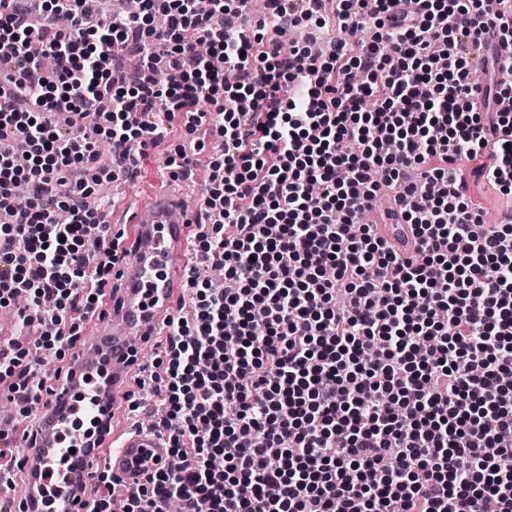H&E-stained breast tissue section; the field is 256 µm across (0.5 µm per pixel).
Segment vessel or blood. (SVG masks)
I'll list each match as a JSON object with an SVG mask.
<instances>
[{
    "instance_id": "1",
    "label": "vessel or blood",
    "mask_w": 512,
    "mask_h": 512,
    "mask_svg": "<svg viewBox=\"0 0 512 512\" xmlns=\"http://www.w3.org/2000/svg\"><path fill=\"white\" fill-rule=\"evenodd\" d=\"M194 221L191 206L167 194L155 196L146 213L128 216L127 253L109 281V303L94 315L93 337L77 347L63 385L35 407L36 434L22 442L18 512H89L98 468L124 491L171 467L167 440L152 429L108 435L93 448L75 425H111L124 408L139 353L154 343L179 296Z\"/></svg>"
}]
</instances>
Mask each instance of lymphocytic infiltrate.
I'll return each instance as SVG.
<instances>
[{
	"mask_svg": "<svg viewBox=\"0 0 512 512\" xmlns=\"http://www.w3.org/2000/svg\"><path fill=\"white\" fill-rule=\"evenodd\" d=\"M86 2L0 0V307L25 297L36 349L76 343L125 255L87 197L174 120L223 143L187 244L224 277L187 269L150 367L173 465L121 500L99 475L91 512H512V209L482 224L462 168L512 194V54L485 88L468 54L512 44V0H271L254 34L234 0ZM386 187L397 246L359 221ZM27 355L0 343L32 406L62 370Z\"/></svg>",
	"mask_w": 512,
	"mask_h": 512,
	"instance_id": "obj_1",
	"label": "lymphocytic infiltrate"
}]
</instances>
